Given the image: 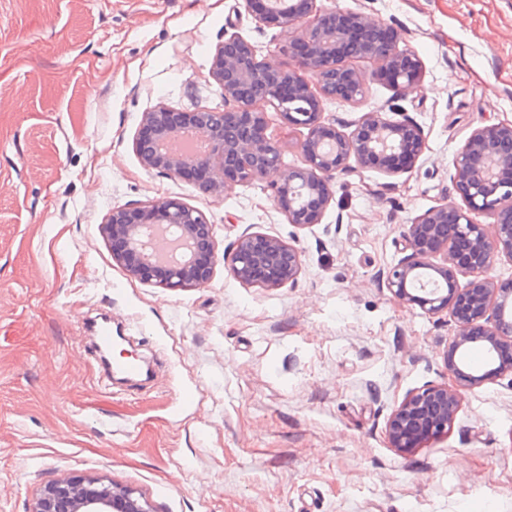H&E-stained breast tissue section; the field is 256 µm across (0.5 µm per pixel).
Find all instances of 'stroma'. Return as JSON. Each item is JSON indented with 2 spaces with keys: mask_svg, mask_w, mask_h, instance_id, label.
Here are the masks:
<instances>
[{
  "mask_svg": "<svg viewBox=\"0 0 512 512\" xmlns=\"http://www.w3.org/2000/svg\"><path fill=\"white\" fill-rule=\"evenodd\" d=\"M385 22L421 63L406 97L370 79L362 115L410 118L425 149L387 175L337 174L321 223L290 224L276 174L202 193L146 169L145 112L221 108L230 35L288 67L280 27L244 0H0V512L52 480L100 477L154 512H512V379L467 390L448 432L403 452L385 426L407 393L447 384L456 328L381 282L408 224L460 203L453 159L512 122V0H318ZM176 198L218 249L243 231L295 245L302 270L260 288L216 264L205 287L143 283L112 259V209ZM109 316L152 375L109 381L88 330Z\"/></svg>",
  "mask_w": 512,
  "mask_h": 512,
  "instance_id": "stroma-1",
  "label": "stroma"
}]
</instances>
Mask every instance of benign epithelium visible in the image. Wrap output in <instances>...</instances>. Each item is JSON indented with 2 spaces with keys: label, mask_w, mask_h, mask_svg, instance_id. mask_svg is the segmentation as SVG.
<instances>
[{
  "label": "benign epithelium",
  "mask_w": 512,
  "mask_h": 512,
  "mask_svg": "<svg viewBox=\"0 0 512 512\" xmlns=\"http://www.w3.org/2000/svg\"><path fill=\"white\" fill-rule=\"evenodd\" d=\"M245 0L262 23L290 33L286 44L291 64L272 68L257 57L254 46L237 35L228 55L219 47L211 78L224 89V109L181 111L158 106L143 115L141 127L151 141L137 135L133 147L143 165L170 177L193 169L207 174L201 191L221 195L224 188L279 173L274 202L288 222L305 228L321 222L332 200L331 182L350 167L373 166L394 175L414 165L424 149L421 127L411 119L394 121L371 112L350 132L324 116L323 100L353 103L365 83L358 69L339 54L348 38L340 23L342 10H323L317 0ZM373 37L352 55L378 64L377 75L390 76L396 93H408L419 81L414 54L399 48L388 25L356 17ZM301 29L296 36L294 31ZM318 76L312 88L304 74ZM277 112L284 128L306 130L303 165L285 166L283 136L269 132L266 108ZM454 180L464 207L442 203L418 217L404 234L402 257L387 272L386 288L402 304L429 314L447 312L456 328L449 350L462 354L474 345L490 359L512 351V282L490 275L496 262L512 261V123L473 132L453 161ZM473 213L494 218L477 224ZM112 245V259L143 283L170 290L201 288L217 263L214 225L198 208L162 198L142 206L112 209L102 225ZM302 269L301 252L292 244L260 233H244L224 252V270L239 282L279 288ZM468 280L460 283L459 277ZM456 387L430 385L406 395L385 427L389 446L406 451L448 432L460 408L462 393L486 380L512 376V362H498L475 375L448 363ZM28 512H154L130 488L97 478L70 476L45 484Z\"/></svg>",
  "instance_id": "obj_1"
}]
</instances>
